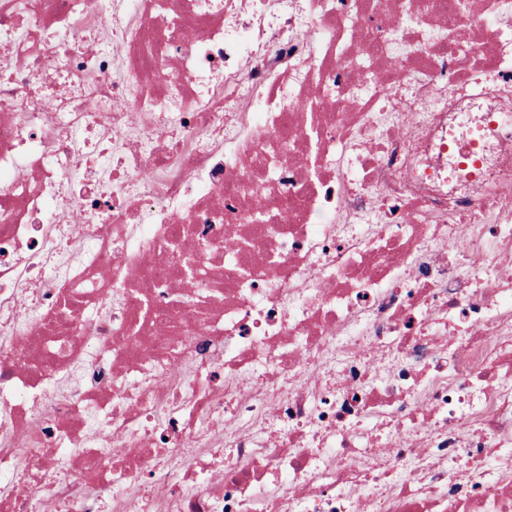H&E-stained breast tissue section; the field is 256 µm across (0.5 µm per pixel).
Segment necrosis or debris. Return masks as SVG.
Instances as JSON below:
<instances>
[{
	"instance_id": "1",
	"label": "necrosis or debris",
	"mask_w": 512,
	"mask_h": 512,
	"mask_svg": "<svg viewBox=\"0 0 512 512\" xmlns=\"http://www.w3.org/2000/svg\"><path fill=\"white\" fill-rule=\"evenodd\" d=\"M38 504L512 512V0H0Z\"/></svg>"
}]
</instances>
